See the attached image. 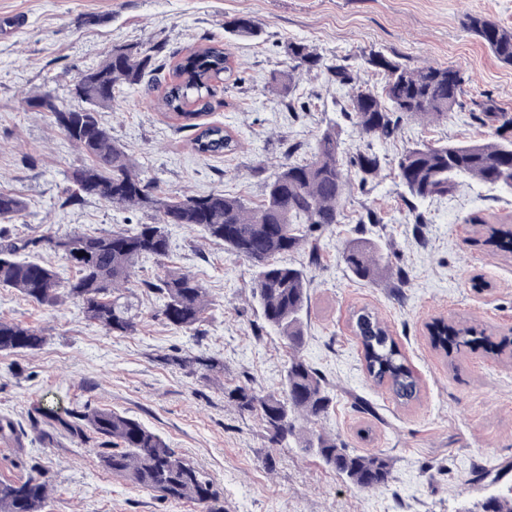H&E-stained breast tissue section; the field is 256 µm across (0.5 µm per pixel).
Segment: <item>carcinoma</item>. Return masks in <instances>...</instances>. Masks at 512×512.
Instances as JSON below:
<instances>
[{
    "mask_svg": "<svg viewBox=\"0 0 512 512\" xmlns=\"http://www.w3.org/2000/svg\"><path fill=\"white\" fill-rule=\"evenodd\" d=\"M464 26L501 65L512 66L511 27L479 13L467 14ZM225 29L243 38L260 34L248 18L227 21ZM287 53L291 66L273 81L287 91L298 71L325 69L329 79L350 88L352 109L348 116L361 137L369 140L397 136L405 120H448L465 82L459 71L448 67L412 69L372 53L367 63L386 75L382 94L377 95L363 87L358 75L346 66L323 64L303 42H288ZM159 70L153 50L119 47L97 67L78 74L71 103L59 104L48 93L26 99L31 110L48 114L71 144L88 157L89 164L72 174L74 190L67 201L96 196L116 208L149 210L155 222L48 239L47 243L75 270V276L66 281L34 256L42 241L0 236V288H12L46 307L75 300L85 317L105 332L132 335L143 318L140 300L128 287L135 266L143 258L169 256L170 225L200 229L209 240L223 243L225 249L252 263V297L263 321L293 350L279 391L258 395L238 387L224 392V397L239 412L258 414L275 444L294 440L362 490L386 486L391 472L386 455L351 453L336 438L316 430L305 434L298 425L300 420L314 424L327 415L332 397L322 376L298 355L304 344L303 323L310 301L306 271L283 264L278 257L306 249L308 262L315 263L316 237L329 225L341 223L351 180L340 163L343 148L336 127L323 131L308 162L282 163L265 183L264 198L258 205L250 206L222 191L171 197L142 176L98 120V109L112 105L121 87L137 86L145 75ZM235 72L224 46L199 44L174 64L173 81L156 98L158 109L182 121L181 128L193 131L190 142L201 155L233 154L238 148L236 136L224 126L200 121L224 106V100L217 98L216 83L230 79ZM480 107L483 116L496 126V138L406 148L397 160L404 196L426 200L445 195L456 180L464 178H477L512 191V113L488 102ZM349 164L364 186L378 176L382 159L368 146L353 153ZM25 208L21 196L0 191V222L15 218ZM468 221L482 226L481 244L512 251V230L506 225L491 224L479 216ZM341 254L346 270L357 280L375 281L394 275L401 282L405 278L403 270H392L381 246L371 239H350ZM143 285L162 301L157 315L176 330L199 332L210 308L202 281L189 274L168 272ZM355 320L368 376L403 404L417 400L418 380L387 326L368 309L358 311ZM485 333L477 326L439 319L431 326V341L448 354L461 343L482 342ZM44 342L38 330L0 320V353L32 351ZM187 364L205 376L224 372V361L215 356L195 355L182 360V365ZM39 416L43 423L72 439L81 441L89 432L98 435L102 439V448L97 450L100 466L123 481L153 491L162 500L192 502L201 512H224V502L201 471L138 419L108 408L88 407L64 417L41 409ZM49 494V483L37 473L23 480L0 479V512H44ZM479 506L481 512H512V487L485 497Z\"/></svg>",
    "mask_w": 512,
    "mask_h": 512,
    "instance_id": "cac0c4a2",
    "label": "carcinoma"
}]
</instances>
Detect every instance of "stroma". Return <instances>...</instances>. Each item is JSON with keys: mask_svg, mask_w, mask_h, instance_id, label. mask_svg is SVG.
<instances>
[{"mask_svg": "<svg viewBox=\"0 0 512 512\" xmlns=\"http://www.w3.org/2000/svg\"><path fill=\"white\" fill-rule=\"evenodd\" d=\"M475 12L512 27V0H0V190L27 203L0 232L15 239L152 223L150 213L94 197L66 204L69 176L86 158L25 102L37 93L69 102L78 72L114 47L156 48L164 60L207 41L229 49L242 81L209 119L237 136L235 153L196 154L178 121L156 108L158 78H173L168 68L122 88L99 115L161 190L221 191L252 205L284 158H311L328 124L349 151L365 146L346 117L349 94L326 74L301 73L290 94L272 89V75L289 65L288 41L307 43L327 64L357 70L375 91L385 75L365 64L372 52L411 67L448 66L465 78L460 105L446 121H409L394 140L374 141L382 169L367 186L352 184L341 223L318 239L316 265L301 252L282 258L306 267L310 304L301 356L333 396L317 428L348 451L388 456L386 487L356 488L296 444H272L257 414L227 402L225 391L239 386L260 395L278 391L292 351L263 325L250 292L251 263L181 226L170 229L168 258L135 267L131 286L144 311L135 334H106L77 302L51 309L0 288V319L45 337L40 349L0 355V417L20 430L0 441V478H21L37 467L52 487L45 512H200L103 470L99 438L76 442L45 426L35 409L46 402L62 415L88 405L139 419L212 480L225 512H459L493 488L511 486L512 355L469 346L444 352L433 346L428 325L436 318L475 324L495 343L512 336V254L478 245L481 227L470 221L474 215L512 221V193L466 178L413 212L396 169L403 150L416 143L491 139L481 102L512 112V67L463 29L465 14ZM240 16L258 24L257 38L225 31V21ZM368 208L379 223H360ZM360 235L382 244L390 264L406 271L405 285L348 276L341 248ZM169 269L191 273L207 288L212 305L203 335L156 317L161 301L141 283ZM363 308L389 327L419 380L418 401L400 404L368 379L353 330ZM201 353L223 358V375L206 379L176 363Z\"/></svg>", "mask_w": 512, "mask_h": 512, "instance_id": "obj_1", "label": "stroma"}]
</instances>
